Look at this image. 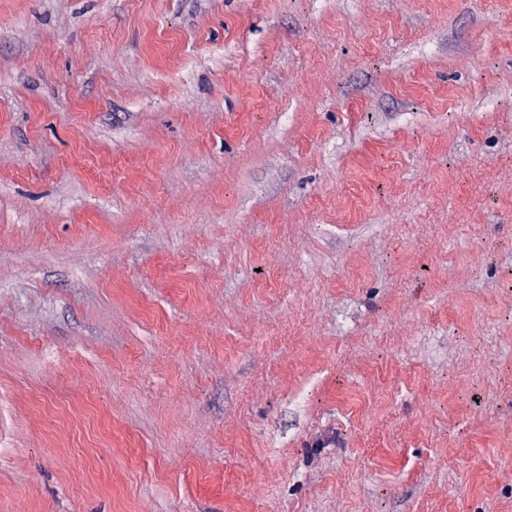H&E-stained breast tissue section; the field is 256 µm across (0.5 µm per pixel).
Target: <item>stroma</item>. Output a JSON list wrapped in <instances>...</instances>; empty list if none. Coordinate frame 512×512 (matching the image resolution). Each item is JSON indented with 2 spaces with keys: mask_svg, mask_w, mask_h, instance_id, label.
Wrapping results in <instances>:
<instances>
[{
  "mask_svg": "<svg viewBox=\"0 0 512 512\" xmlns=\"http://www.w3.org/2000/svg\"><path fill=\"white\" fill-rule=\"evenodd\" d=\"M0 512H512V0H0Z\"/></svg>",
  "mask_w": 512,
  "mask_h": 512,
  "instance_id": "stroma-1",
  "label": "stroma"
}]
</instances>
